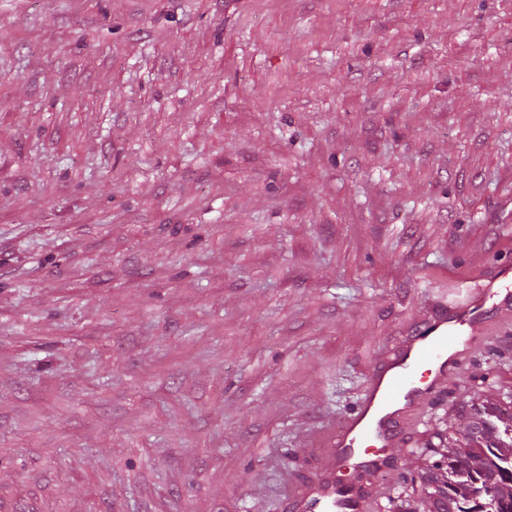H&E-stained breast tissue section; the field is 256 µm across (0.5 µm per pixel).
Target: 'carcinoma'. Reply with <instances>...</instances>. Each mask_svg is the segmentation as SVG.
<instances>
[{"label":"carcinoma","mask_w":512,"mask_h":512,"mask_svg":"<svg viewBox=\"0 0 512 512\" xmlns=\"http://www.w3.org/2000/svg\"><path fill=\"white\" fill-rule=\"evenodd\" d=\"M461 417L463 441L419 474L428 512H512V407L486 398Z\"/></svg>","instance_id":"1"}]
</instances>
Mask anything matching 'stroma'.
<instances>
[{
	"label": "stroma",
	"mask_w": 512,
	"mask_h": 512,
	"mask_svg": "<svg viewBox=\"0 0 512 512\" xmlns=\"http://www.w3.org/2000/svg\"><path fill=\"white\" fill-rule=\"evenodd\" d=\"M512 263V0H0V512H284L415 322ZM512 310L367 512L419 504Z\"/></svg>",
	"instance_id": "35a3bbf8"
}]
</instances>
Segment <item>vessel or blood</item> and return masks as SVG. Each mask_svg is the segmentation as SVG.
Returning a JSON list of instances; mask_svg holds the SVG:
<instances>
[{"instance_id": "b4317fda", "label": "vessel or blood", "mask_w": 512, "mask_h": 512, "mask_svg": "<svg viewBox=\"0 0 512 512\" xmlns=\"http://www.w3.org/2000/svg\"><path fill=\"white\" fill-rule=\"evenodd\" d=\"M495 277L500 287L467 289L452 316L427 319L409 330L375 368L358 408L322 438L332 468L306 482L287 476L284 501L291 512H367L374 479L407 445L402 416L436 394L449 375L447 354L453 338L477 346L490 315L512 304V266H498ZM340 466L352 469L357 483L337 480Z\"/></svg>"}]
</instances>
